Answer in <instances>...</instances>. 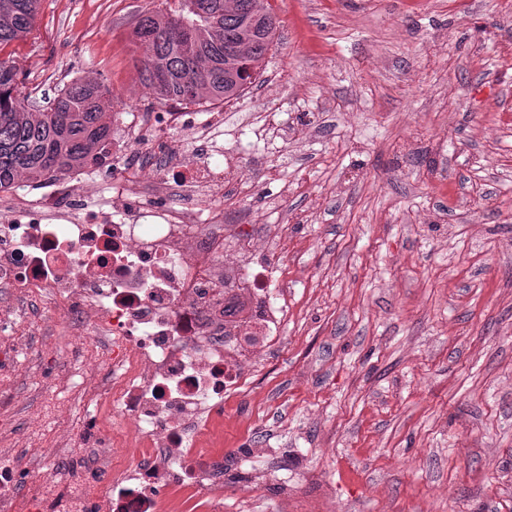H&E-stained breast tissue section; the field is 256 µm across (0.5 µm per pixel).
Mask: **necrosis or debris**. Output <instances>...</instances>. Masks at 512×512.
<instances>
[{"mask_svg":"<svg viewBox=\"0 0 512 512\" xmlns=\"http://www.w3.org/2000/svg\"><path fill=\"white\" fill-rule=\"evenodd\" d=\"M218 130L223 110L198 121L156 112L131 134L112 128V174L98 195L80 194L93 169L20 184L0 194V289L50 300L82 326L86 353L70 389L83 398L89 461L54 474L58 495L18 504L26 471L0 468V512H183L176 494L223 512L224 455L214 432L224 399L250 390L251 368L279 339L288 305L270 294L272 239L224 221L219 201L245 184L236 162L202 161L175 182L173 129ZM145 164H121L130 147ZM249 315L224 322L225 273ZM106 348H99V341Z\"/></svg>","mask_w":512,"mask_h":512,"instance_id":"4bbe7bcc","label":"necrosis or debris"}]
</instances>
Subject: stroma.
Listing matches in <instances>:
<instances>
[{
	"label": "stroma",
	"instance_id": "1",
	"mask_svg": "<svg viewBox=\"0 0 512 512\" xmlns=\"http://www.w3.org/2000/svg\"><path fill=\"white\" fill-rule=\"evenodd\" d=\"M275 44L217 149L224 221L276 236L288 321L224 400V512H512V0H272ZM162 0H40L0 50L35 107L77 78L128 122L162 104L132 30ZM0 451L62 468L46 415L78 336L0 292ZM56 381L44 379L47 366ZM249 447H242V440Z\"/></svg>",
	"mask_w": 512,
	"mask_h": 512
}]
</instances>
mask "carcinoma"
Instances as JSON below:
<instances>
[{
    "label": "carcinoma",
    "instance_id": "cac0c4a2",
    "mask_svg": "<svg viewBox=\"0 0 512 512\" xmlns=\"http://www.w3.org/2000/svg\"><path fill=\"white\" fill-rule=\"evenodd\" d=\"M7 2L10 17L0 18V50L30 32L40 0H0ZM184 18L202 27L207 37L192 48L196 69L206 82L192 91L188 86L185 52L175 38L176 26L165 21L166 14L147 10L133 30L135 43L145 48L141 78L149 94L160 103H222L244 94L232 68L224 59V42L238 37L245 20L257 14L259 0H182ZM168 29L166 38L150 37ZM253 52L262 60L273 35L253 34ZM109 90L97 79L85 77L61 90L45 110L29 108L28 97L18 90L16 73L0 58V190L21 180L39 181L65 175L76 169L97 166L109 157L111 119L104 100ZM224 291L230 305L224 317H242L245 302L235 293V279L224 275Z\"/></svg>",
    "mask_w": 512,
    "mask_h": 512
}]
</instances>
